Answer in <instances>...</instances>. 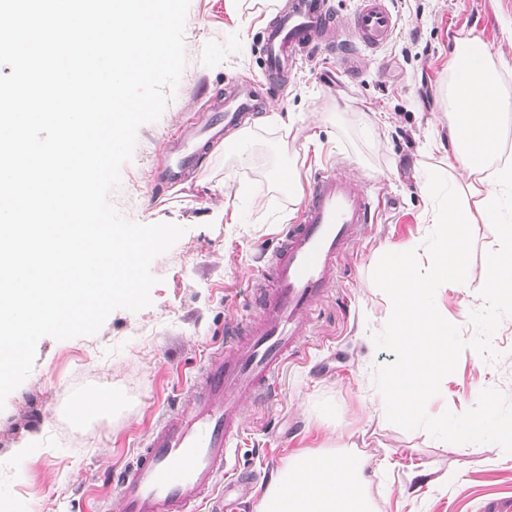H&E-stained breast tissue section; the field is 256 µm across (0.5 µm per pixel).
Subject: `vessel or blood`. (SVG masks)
I'll return each mask as SVG.
<instances>
[{
	"label": "vessel or blood",
	"instance_id": "obj_1",
	"mask_svg": "<svg viewBox=\"0 0 512 512\" xmlns=\"http://www.w3.org/2000/svg\"><path fill=\"white\" fill-rule=\"evenodd\" d=\"M337 26L330 0H289L258 40L267 93L281 92L284 74L304 52L339 54L345 71L357 72L360 48L386 44L396 20L387 0H362L349 25L350 39L329 40ZM257 105L250 85L225 96L205 124L186 131L172 146L163 170L166 181L181 183L185 167ZM380 209V198L337 164L326 163L314 173L296 223L288 225L254 291V315L229 326L223 349L204 364L192 396L172 406L132 464L114 474L112 489L122 512H197L216 483L228 493L238 487L231 443L241 429L242 400L257 407L273 403L282 365L303 349L312 314L333 284L340 261Z\"/></svg>",
	"mask_w": 512,
	"mask_h": 512
}]
</instances>
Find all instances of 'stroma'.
<instances>
[{
  "label": "stroma",
  "instance_id": "35a3bbf8",
  "mask_svg": "<svg viewBox=\"0 0 512 512\" xmlns=\"http://www.w3.org/2000/svg\"><path fill=\"white\" fill-rule=\"evenodd\" d=\"M287 0H190L184 43L187 64L162 116L143 124L133 157L110 200L141 224L169 222L184 235L157 256L152 303L114 310L91 336L36 344L35 365L0 408V512H90L110 496L112 472L131 463L151 426L186 398L205 358L223 347L226 327L294 223L313 165L336 159L379 196L383 214L344 262L318 305L304 339L306 353L287 362L275 403L243 405L233 462L239 488L259 512L273 473L302 450L356 443L377 512H481L486 499L512 497V440L491 434L481 443L460 437L467 417L491 404L512 423V303L436 288L429 302L448 320L451 361L434 400L404 423L382 410L386 377L398 346L389 333L391 299L378 278L385 254L417 238L435 242L440 228L427 210L456 187L447 149L426 150L428 137H448V79L454 40L480 35L503 57L501 85L512 95V0H389L393 39L363 51L355 76L335 55L302 56L269 111L285 125L252 118L235 137L240 151L211 147L185 183L159 185L165 149L181 128L207 112L225 87L257 82L262 22ZM385 122L374 125L375 113ZM289 169L291 193L279 187ZM493 227L469 228L466 276L479 284ZM113 395L112 405L81 423L71 407L82 395ZM455 474L453 487L440 485Z\"/></svg>",
  "mask_w": 512,
  "mask_h": 512
}]
</instances>
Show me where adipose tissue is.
<instances>
[{"instance_id": "adipose-tissue-1", "label": "adipose tissue", "mask_w": 512, "mask_h": 512, "mask_svg": "<svg viewBox=\"0 0 512 512\" xmlns=\"http://www.w3.org/2000/svg\"><path fill=\"white\" fill-rule=\"evenodd\" d=\"M500 65L474 34L456 38L448 85L449 170H462L474 207L456 203L434 208L426 223L441 226L433 246L415 240L386 258L383 276L392 296L389 331L399 348L390 377L387 409L405 421L417 419L432 399L435 384L448 369V322L427 301L434 288L462 289L469 282L460 258L469 224L476 219L494 227L497 241L487 262L482 292L512 301V224L497 220L512 192V160L498 162L500 118L512 112V97L499 82ZM471 88L474 99L461 107L460 92ZM428 260H421L420 250ZM365 454L354 444L323 452L303 451L281 467L267 487L260 512H375Z\"/></svg>"}]
</instances>
